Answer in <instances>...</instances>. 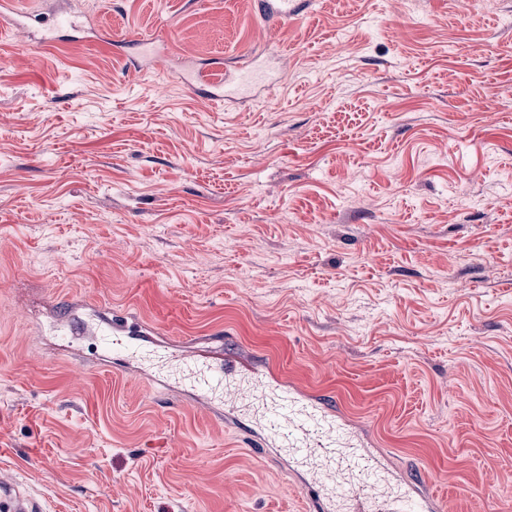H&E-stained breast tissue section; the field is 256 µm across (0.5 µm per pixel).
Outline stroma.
I'll list each match as a JSON object with an SVG mask.
<instances>
[{
    "label": "stroma",
    "mask_w": 512,
    "mask_h": 512,
    "mask_svg": "<svg viewBox=\"0 0 512 512\" xmlns=\"http://www.w3.org/2000/svg\"><path fill=\"white\" fill-rule=\"evenodd\" d=\"M0 27V469L45 512H307L97 317L241 357L363 430L446 512H512V0H16ZM72 17L54 43L47 21ZM167 46L142 72V40ZM121 49H114L113 41ZM277 77L203 99L186 61ZM259 13L265 18L282 19L296 12L294 0H259Z\"/></svg>",
    "instance_id": "35a3bbf8"
}]
</instances>
